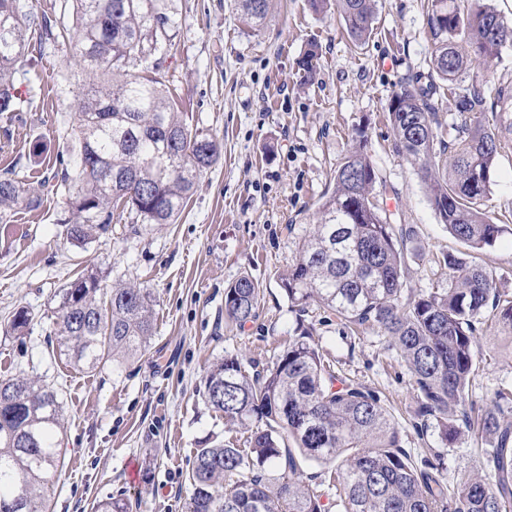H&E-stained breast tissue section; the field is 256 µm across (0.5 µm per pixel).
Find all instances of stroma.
<instances>
[{"label": "stroma", "instance_id": "stroma-1", "mask_svg": "<svg viewBox=\"0 0 512 512\" xmlns=\"http://www.w3.org/2000/svg\"><path fill=\"white\" fill-rule=\"evenodd\" d=\"M426 2L379 0L374 33L357 45L332 5L318 14L308 0H269L266 23L254 31L234 0H169L174 44L141 69L162 77L190 128L222 140L221 156L197 180L176 223L145 224L118 209L110 232L76 245L65 234L74 186L62 176L79 154L73 128L81 68L64 42L45 44L17 68V109L0 114V174L10 173L40 204L15 205L0 223V379L34 376L59 394L65 466L47 492L51 512H92L109 497L129 501L131 512H185L197 449L247 438L204 402L203 376L228 355L249 370L272 367L302 335L337 374L380 396L416 465L439 455L449 485L474 473L495 484L484 440L467 432L449 443L436 425L416 429L411 375L380 329L353 332L316 305L299 311L279 279L362 128L379 176L377 204L414 229L404 286L447 287L434 260L460 245L395 152L386 118L399 81L429 68ZM311 42L321 59L308 81L296 62ZM487 210L504 232L476 260L510 291L512 151L491 174ZM91 272L109 285L151 288L156 297L145 348L93 372L60 357L58 336L60 290ZM244 275L259 282L262 296L256 318L239 327L225 314L224 294ZM22 307L32 320L11 331ZM473 350L478 369L468 402L479 410L496 390L512 389V337L480 330Z\"/></svg>", "mask_w": 512, "mask_h": 512}]
</instances>
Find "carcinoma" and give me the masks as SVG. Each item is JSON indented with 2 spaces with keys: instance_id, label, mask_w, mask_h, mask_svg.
<instances>
[{
  "instance_id": "cac0c4a2",
  "label": "carcinoma",
  "mask_w": 512,
  "mask_h": 512,
  "mask_svg": "<svg viewBox=\"0 0 512 512\" xmlns=\"http://www.w3.org/2000/svg\"><path fill=\"white\" fill-rule=\"evenodd\" d=\"M72 27L23 14L19 0H0V113L14 112L13 74L29 50L47 40L74 45L88 79L76 134L81 152L70 197L68 237L83 243L106 232L122 206L147 224H172L196 179L221 155V141L180 117L164 82L137 71L172 43L176 21L167 0H67ZM378 0H337L349 36L372 35ZM243 22L259 30L268 0H237ZM432 37L427 76L403 83L388 105L395 148L424 183L440 222L465 250L443 256L448 287L404 291L402 272L411 229L392 224L372 196L377 171L359 140L336 165L334 188L323 196L320 222L300 238L281 283L296 307L311 302L351 325L375 326L406 363L425 426L434 419L455 442L468 421L466 396L476 372L472 338L478 324L512 335V293L473 253L504 232L484 209L490 174L512 149V78L486 91L477 69L512 50V21L487 0H428ZM318 45L297 61L316 72ZM448 83L457 116L445 123L435 96ZM492 113V127L480 116ZM33 207L19 181L0 177V207ZM261 288L242 276L225 291L229 320L256 316ZM153 292L136 285L102 286L81 277L60 292V352L96 370L145 346L154 327ZM203 397L224 421L250 431L248 447L228 442L199 448L188 481L186 512H325L320 495L299 476L298 458L334 468L336 506L343 512H507L512 506V390L495 393L478 422L490 440L486 460L495 487L472 475L448 489L442 466L421 469L403 447L392 414L379 397L335 375L319 349L303 339L276 365L249 374L226 357L204 377ZM57 390L39 378L0 380V512H48L44 491L63 466Z\"/></svg>"
}]
</instances>
